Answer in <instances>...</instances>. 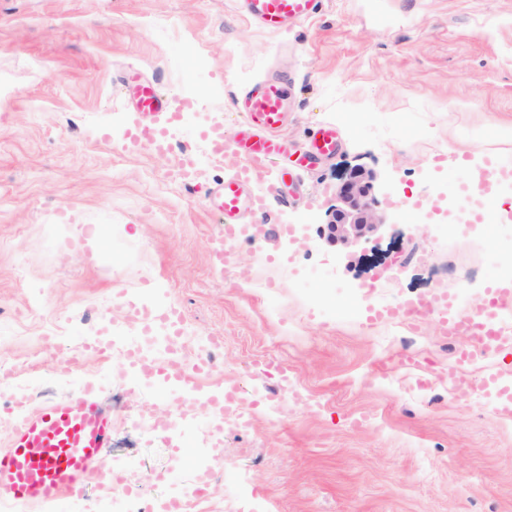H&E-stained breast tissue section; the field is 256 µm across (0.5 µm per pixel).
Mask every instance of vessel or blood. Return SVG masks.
Wrapping results in <instances>:
<instances>
[{
  "label": "vessel or blood",
  "instance_id": "vessel-or-blood-1",
  "mask_svg": "<svg viewBox=\"0 0 512 512\" xmlns=\"http://www.w3.org/2000/svg\"><path fill=\"white\" fill-rule=\"evenodd\" d=\"M243 15L258 28L281 31L313 16L319 0H238ZM125 87L133 98L141 120L135 127L134 142L149 143L159 156L169 154V143L160 117L172 104L154 85L130 76ZM292 93L286 75L274 73L250 83L236 98L234 107L244 121L232 136L212 133L209 144L215 155L241 160L238 172L207 198L209 208L223 215V238H230L244 217L261 215L271 202L287 205L279 188L295 173L336 151V126L317 128L304 152H296L280 135L285 125ZM278 166L277 188L259 192L254 186L253 168L268 162ZM454 332L466 334L486 349H502L511 339L501 330H476L469 317H461ZM112 419L99 404L92 385L81 386L68 398L53 402L27 415L9 431L10 446L0 452V499L26 503L71 499L85 493L103 448L109 444Z\"/></svg>",
  "mask_w": 512,
  "mask_h": 512
}]
</instances>
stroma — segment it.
I'll list each match as a JSON object with an SVG mask.
<instances>
[{
    "mask_svg": "<svg viewBox=\"0 0 512 512\" xmlns=\"http://www.w3.org/2000/svg\"><path fill=\"white\" fill-rule=\"evenodd\" d=\"M282 42L295 110L282 128L301 144L335 125L336 154L299 171L272 204L260 243L223 247L206 199L236 169L206 152L232 133L233 100L271 67ZM178 103L170 142L195 149L196 178L133 144L128 72ZM512 0H322L312 19L271 34L236 0H0V371L36 387L34 408L96 387L116 422L103 470L165 512L188 485L182 460L208 454L199 433L162 442L147 406H177L167 381L136 380L111 350L110 310L174 307L222 339L200 396L236 389L252 425L224 436V467L197 512H512V350L478 353L437 320L388 318L410 296L441 293L477 311L500 276L489 253L512 242V191L501 208L469 193L491 169L512 171ZM360 165L377 175L391 227L338 253L320 236L336 185ZM454 177L459 224L434 186ZM109 246L90 259L88 239ZM289 373L317 405L277 425L264 397ZM484 385L462 396L453 379ZM178 482L144 490L150 472Z\"/></svg>",
    "mask_w": 512,
    "mask_h": 512,
    "instance_id": "1",
    "label": "stroma"
}]
</instances>
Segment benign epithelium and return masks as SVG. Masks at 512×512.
<instances>
[{
	"label": "benign epithelium",
	"instance_id": "7a95c632",
	"mask_svg": "<svg viewBox=\"0 0 512 512\" xmlns=\"http://www.w3.org/2000/svg\"><path fill=\"white\" fill-rule=\"evenodd\" d=\"M376 181V173L361 166L348 169L342 176L336 185L332 220L321 232L327 243L347 251L384 235L390 223L377 209Z\"/></svg>",
	"mask_w": 512,
	"mask_h": 512
}]
</instances>
